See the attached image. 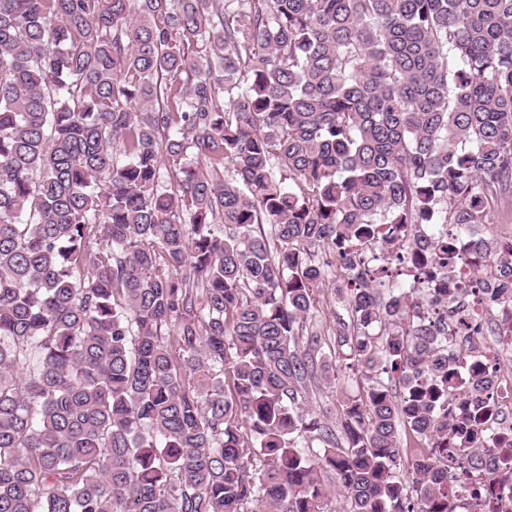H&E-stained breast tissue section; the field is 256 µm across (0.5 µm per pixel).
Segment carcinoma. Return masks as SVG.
<instances>
[{
  "mask_svg": "<svg viewBox=\"0 0 512 512\" xmlns=\"http://www.w3.org/2000/svg\"><path fill=\"white\" fill-rule=\"evenodd\" d=\"M510 207L512 0H0V512H454L479 384L399 265ZM346 283L342 279L334 276L330 280H326L323 284H320L318 288H315V303L314 308L311 310V314L314 320H317L320 324L321 330L323 331V338L325 339L328 346H326L327 352L329 349L332 354L334 352V343L336 336L334 332L336 329V320L338 314L343 316L346 321H349L346 311L342 308L341 304L338 303V288L345 286ZM333 374L336 378L332 385L325 386L322 391L315 392L309 398L308 407L315 411L325 412V409H332L333 416L336 415L340 401L344 395L358 396L362 393L364 380L363 372L358 371L351 361L345 360L342 354L336 353V360H332Z\"/></svg>",
  "mask_w": 512,
  "mask_h": 512,
  "instance_id": "obj_1",
  "label": "carcinoma"
}]
</instances>
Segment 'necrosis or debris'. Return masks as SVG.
Returning <instances> with one entry per match:
<instances>
[{
  "label": "necrosis or debris",
  "instance_id": "obj_1",
  "mask_svg": "<svg viewBox=\"0 0 512 512\" xmlns=\"http://www.w3.org/2000/svg\"><path fill=\"white\" fill-rule=\"evenodd\" d=\"M484 237L480 224L452 236L461 278L445 285L433 281L429 288L467 300L450 311L448 339L466 344L470 374L481 390L464 400L449 399L448 405L459 414L484 417L476 438L487 443L495 462L491 469L457 475L455 503L459 512H512V376L501 369L502 360L512 355V291L489 295L482 290L483 273L490 268L479 249Z\"/></svg>",
  "mask_w": 512,
  "mask_h": 512
}]
</instances>
